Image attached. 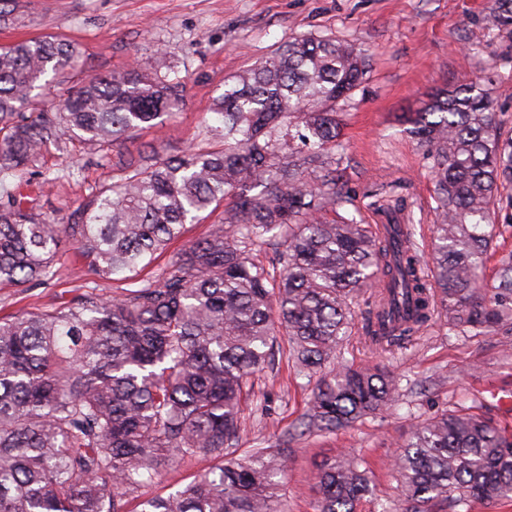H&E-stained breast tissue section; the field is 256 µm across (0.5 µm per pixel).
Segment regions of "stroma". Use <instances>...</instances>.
<instances>
[{
  "mask_svg": "<svg viewBox=\"0 0 512 512\" xmlns=\"http://www.w3.org/2000/svg\"><path fill=\"white\" fill-rule=\"evenodd\" d=\"M490 6L491 0H8L0 46L42 37L75 43L81 53L78 80L120 72L161 49L171 69L187 80L186 104L166 123L119 140L105 153L47 154L44 171L63 169L70 177L46 188L37 210L70 215L101 184L122 177L120 162L127 157H173L191 146L211 147L206 128L219 120L212 104L225 80L308 35L349 42L367 59V74L346 108L340 160L365 223H384L376 204L404 200L406 223L430 245L437 221L432 174L404 119L431 90L478 82L512 128V25L493 24ZM83 283L62 265L40 284H0V317L50 308L80 294ZM387 359L401 380L395 405L286 449V512H315L314 477L342 454L360 458L373 473L374 493L357 512H381L396 503L395 453L414 425L449 409L462 393H477L478 413L512 424V415L495 400L479 395L482 387H501L512 374V336H452L438 323ZM310 396L307 378L297 376L287 358L276 357L274 366L254 377L244 430L228 455L278 447ZM215 464L197 455L163 465L161 480L142 488L141 499L168 494Z\"/></svg>",
  "mask_w": 512,
  "mask_h": 512,
  "instance_id": "35a3bbf8",
  "label": "stroma"
}]
</instances>
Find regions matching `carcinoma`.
Segmentation results:
<instances>
[{
	"instance_id": "1",
	"label": "carcinoma",
	"mask_w": 512,
	"mask_h": 512,
	"mask_svg": "<svg viewBox=\"0 0 512 512\" xmlns=\"http://www.w3.org/2000/svg\"><path fill=\"white\" fill-rule=\"evenodd\" d=\"M491 15L511 25L512 0H492ZM78 57L60 40L0 46V186H12L0 194V283L47 281L65 263L93 284L133 280L185 225L224 210L150 282L0 318V512H125L161 461L198 453L220 463L141 512H284L283 449L224 457L242 431L250 377L278 337L297 374H320L300 422L315 434L399 398L382 363L335 361L349 337L386 353L437 320L456 335H512V252L497 260L495 284L485 276L503 233L495 214L512 183V135L483 86L439 89L405 118L435 181L439 224L424 253L398 220L400 202L382 208L391 223L381 228L339 214L353 205L338 158L342 117L366 60L352 44L305 35L224 83L214 103L223 123L209 129L218 146L128 159L75 219L27 210L60 179H30L49 150L108 147L186 102L161 57L25 111ZM265 242L275 246L269 266L257 258ZM366 295L376 305L360 321ZM468 400L413 427L392 465L399 505L383 512L512 501V431ZM315 490L317 512H356L371 478L341 456Z\"/></svg>"
}]
</instances>
